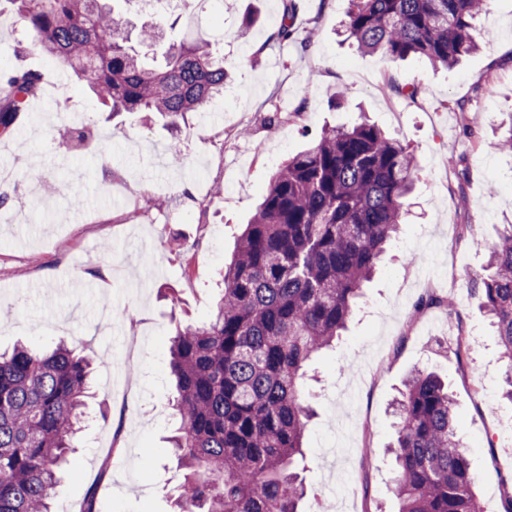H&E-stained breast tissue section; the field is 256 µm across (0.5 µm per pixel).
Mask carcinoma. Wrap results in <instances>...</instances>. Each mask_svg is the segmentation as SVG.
<instances>
[{
    "label": "carcinoma",
    "mask_w": 512,
    "mask_h": 512,
    "mask_svg": "<svg viewBox=\"0 0 512 512\" xmlns=\"http://www.w3.org/2000/svg\"><path fill=\"white\" fill-rule=\"evenodd\" d=\"M36 44L87 82L114 115L154 112L175 126L224 97V56L203 39L168 45L160 64L127 44L116 0H8ZM477 0H352L344 33L366 53L454 67L479 48ZM296 0L272 35L298 40ZM17 67L0 86V133L40 90ZM416 166L407 147L363 120L323 131L280 165L224 267L208 322L171 338L186 470L177 512H301L296 471L311 417L308 364L340 339L364 285L397 237ZM487 273L469 278L475 314L495 328L512 401V224L491 242ZM93 359L65 341L0 352V512H52L51 490L76 447ZM398 512H481L448 385L415 371L396 405Z\"/></svg>",
    "instance_id": "cac0c4a2"
}]
</instances>
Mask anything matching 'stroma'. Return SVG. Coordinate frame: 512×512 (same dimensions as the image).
Returning a JSON list of instances; mask_svg holds the SVG:
<instances>
[{"label": "stroma", "instance_id": "stroma-1", "mask_svg": "<svg viewBox=\"0 0 512 512\" xmlns=\"http://www.w3.org/2000/svg\"><path fill=\"white\" fill-rule=\"evenodd\" d=\"M307 51L270 35L283 0H223L163 16L132 0L118 5L131 31L158 24L186 39L224 40L231 93L222 118L109 117L86 82L50 85L46 56L0 0V73L24 63L44 81L12 135H0V350H48L66 341L96 362L95 396L78 449L52 491L54 512H76L95 495L98 512H172L181 472L169 438L178 426L169 382L170 338L206 322L219 272L242 224L279 165L326 127L368 117L407 146L418 178L396 246L364 288L360 310L336 347L312 364L316 414L300 475L302 512H397L391 403L415 369L447 379L458 433L487 512H503L512 487V416L505 366L487 322L474 313L465 274L512 222V156L497 141L512 122V0H488L479 49L451 69L387 60L344 43L349 0H299ZM256 18L249 33L243 14ZM418 85L416 99L382 92L387 80ZM178 138L180 156L167 154ZM165 150L156 163L155 149ZM50 183L68 195L50 196ZM166 208L147 209L149 196ZM121 206H114V197ZM453 298L457 319L428 297ZM470 332L466 352L452 338Z\"/></svg>", "mask_w": 512, "mask_h": 512}]
</instances>
